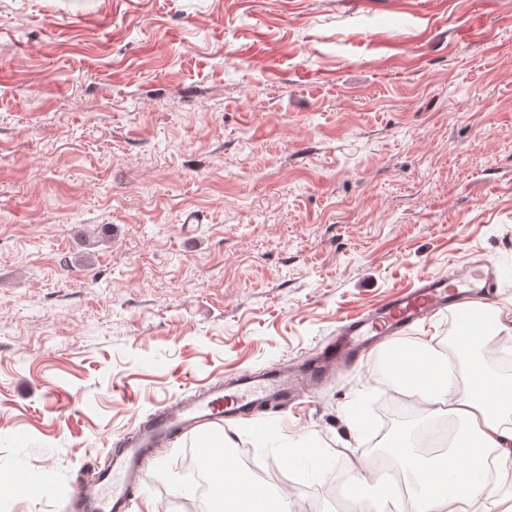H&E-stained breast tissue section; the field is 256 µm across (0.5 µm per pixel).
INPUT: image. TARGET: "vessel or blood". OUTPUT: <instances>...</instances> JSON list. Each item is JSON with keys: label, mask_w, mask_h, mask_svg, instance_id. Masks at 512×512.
<instances>
[{"label": "vessel or blood", "mask_w": 512, "mask_h": 512, "mask_svg": "<svg viewBox=\"0 0 512 512\" xmlns=\"http://www.w3.org/2000/svg\"><path fill=\"white\" fill-rule=\"evenodd\" d=\"M494 294L495 279L484 262L453 267L447 275L424 277L416 288L344 320L338 339L323 358L311 360L295 377L277 373L244 376L229 387L219 382L199 388L184 400L159 409L139 424L133 436L120 440L92 479L76 489L73 512H131L133 490L155 449L179 437L204 435L215 426L249 417L258 402L288 403L299 391L327 379L336 364L357 363L377 338L405 335L433 314L458 311L471 296L488 300Z\"/></svg>", "instance_id": "b4317fda"}]
</instances>
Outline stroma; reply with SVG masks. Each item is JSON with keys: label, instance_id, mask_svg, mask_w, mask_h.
<instances>
[{"label": "stroma", "instance_id": "stroma-1", "mask_svg": "<svg viewBox=\"0 0 512 512\" xmlns=\"http://www.w3.org/2000/svg\"><path fill=\"white\" fill-rule=\"evenodd\" d=\"M478 256L512 314V0H0V512H68L163 404ZM395 400L375 348L213 435L354 512L345 465L425 416ZM199 446L134 512H204Z\"/></svg>", "mask_w": 512, "mask_h": 512}]
</instances>
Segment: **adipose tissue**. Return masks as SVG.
<instances>
[{
    "label": "adipose tissue",
    "mask_w": 512,
    "mask_h": 512,
    "mask_svg": "<svg viewBox=\"0 0 512 512\" xmlns=\"http://www.w3.org/2000/svg\"><path fill=\"white\" fill-rule=\"evenodd\" d=\"M464 309L474 321L458 324L451 356L428 340L383 353L395 365L387 373L392 388L432 406L456 429L447 449L430 456L396 440L395 460L407 485L400 512H498L512 501V378L480 354L493 338L512 337V318L479 302ZM218 471L230 473L231 484L215 512H292L287 495L268 491L230 460L221 459Z\"/></svg>",
    "instance_id": "1"
}]
</instances>
